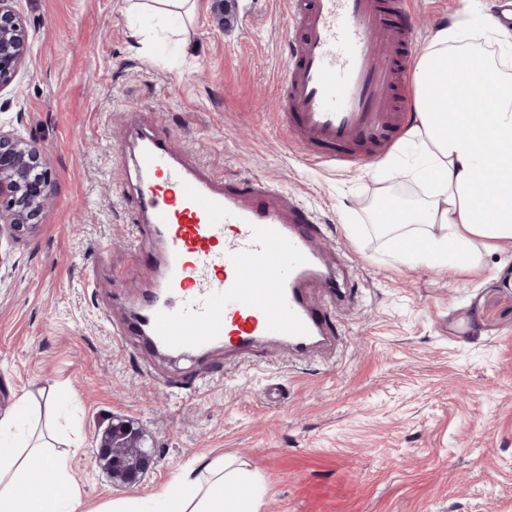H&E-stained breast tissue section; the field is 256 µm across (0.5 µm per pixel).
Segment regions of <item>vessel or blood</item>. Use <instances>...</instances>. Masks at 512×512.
<instances>
[{
  "label": "vessel or blood",
  "mask_w": 512,
  "mask_h": 512,
  "mask_svg": "<svg viewBox=\"0 0 512 512\" xmlns=\"http://www.w3.org/2000/svg\"><path fill=\"white\" fill-rule=\"evenodd\" d=\"M403 0H289L282 109L293 139L324 161L359 162L408 111L395 93L410 62L395 56ZM140 216L164 241V300L148 307L153 347L175 353L223 343L249 356L272 347L305 358L339 342L311 291L347 299L341 262L321 250L322 228L286 192L259 178L218 182L178 160L166 135L142 136L134 155Z\"/></svg>",
  "instance_id": "obj_1"
}]
</instances>
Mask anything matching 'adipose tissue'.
<instances>
[{"label":"adipose tissue","instance_id":"adipose-tissue-1","mask_svg":"<svg viewBox=\"0 0 512 512\" xmlns=\"http://www.w3.org/2000/svg\"><path fill=\"white\" fill-rule=\"evenodd\" d=\"M467 28H442L415 67L417 122L407 135L419 140L428 157L421 173L426 186L418 206L393 204L389 220L438 226L437 234L403 235L395 242L399 257L434 262L464 254L468 265L479 256L473 245L496 251L512 243V77L497 66L471 68L462 45ZM493 101L489 112H464L473 99L474 73ZM27 398L0 416V512H83L70 481L68 459L47 456L27 427ZM260 492L243 469L223 459L199 473L175 477L154 497L150 509L129 499L109 512H259Z\"/></svg>","mask_w":512,"mask_h":512}]
</instances>
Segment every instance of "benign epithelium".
Returning <instances> with one entry per match:
<instances>
[{"label": "benign epithelium", "instance_id": "1", "mask_svg": "<svg viewBox=\"0 0 512 512\" xmlns=\"http://www.w3.org/2000/svg\"><path fill=\"white\" fill-rule=\"evenodd\" d=\"M0 0V91L15 80L31 49L26 21ZM213 23L222 30L231 23L234 0H212ZM52 197L49 168L41 153L19 132L0 130V236L32 231ZM142 431L124 420H112L102 433L98 457L112 475V484L132 486L153 468L154 457L143 450Z\"/></svg>", "mask_w": 512, "mask_h": 512}]
</instances>
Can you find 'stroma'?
I'll return each mask as SVG.
<instances>
[{
	"label": "stroma",
	"instance_id": "35a3bbf8",
	"mask_svg": "<svg viewBox=\"0 0 512 512\" xmlns=\"http://www.w3.org/2000/svg\"><path fill=\"white\" fill-rule=\"evenodd\" d=\"M500 0H407L411 58L454 23L496 59ZM32 49L0 92V128L35 141L53 196L33 233L0 240V415L32 398L34 434L70 459L95 508L149 503L175 475L216 457L245 463L260 512H512V245L478 266L410 263L375 203L415 202L426 164L405 142L337 167L289 137L278 80L288 56L284 0H236L231 27L197 0L185 32L156 46L134 35L124 0H17ZM169 136L214 178H260L310 209L346 254L353 300L336 312L337 352L182 356L157 350L130 314L163 247L132 230L133 151L141 126ZM142 429L155 464L114 486L95 460L113 419Z\"/></svg>",
	"mask_w": 512,
	"mask_h": 512
}]
</instances>
